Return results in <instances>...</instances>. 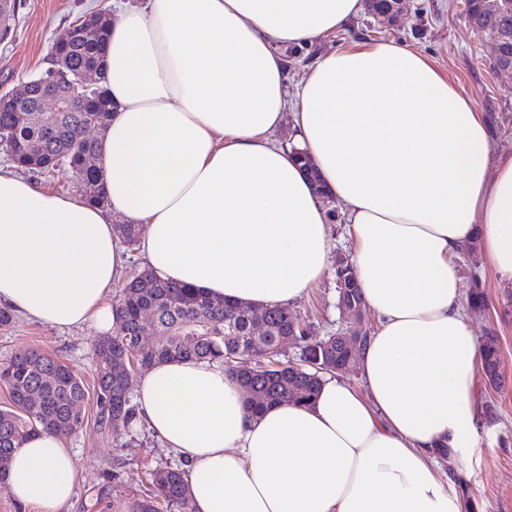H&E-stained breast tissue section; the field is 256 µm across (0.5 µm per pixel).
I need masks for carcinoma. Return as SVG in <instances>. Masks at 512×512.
<instances>
[{"label":"carcinoma","instance_id":"cac0c4a2","mask_svg":"<svg viewBox=\"0 0 512 512\" xmlns=\"http://www.w3.org/2000/svg\"><path fill=\"white\" fill-rule=\"evenodd\" d=\"M471 27L487 36L506 34L499 43L498 60L512 64V6L495 18H485L478 0H465ZM74 32L64 57L67 68L61 85L78 87V76L87 69L96 72L98 83L79 87L68 112H38L37 99L29 102L24 120L9 106L0 107V149L15 166L45 179L65 163L81 171L80 194L92 205L108 203L97 176L100 140H86L84 127L94 125L105 132L112 122V102L106 90L107 43L112 28L110 10L92 23L72 21ZM336 285L348 288L358 313L366 311L361 288L348 259L336 260ZM116 325L94 348L98 421L115 429L126 427L137 416L131 403L133 370L178 359L221 361L246 395L247 409L259 412L269 405L309 403L321 379L337 374V368L357 359L343 347L327 348L307 339L308 324L284 306L258 308L266 323V335H251V306L229 303L165 281L142 270L127 280L112 303ZM146 312L155 315L152 340L141 342L139 323ZM302 345L300 361L284 359L288 339ZM127 358L128 372L115 364ZM482 369L488 386H502V349L499 337L488 333L481 341ZM0 385L8 401L0 406V477L6 476L13 452L40 432L79 429L85 420L89 397L83 378L68 363L37 351L14 354L0 367ZM152 493L136 501L131 512H159L166 505L179 512L189 509L190 495L183 470H158L153 474Z\"/></svg>","mask_w":512,"mask_h":512}]
</instances>
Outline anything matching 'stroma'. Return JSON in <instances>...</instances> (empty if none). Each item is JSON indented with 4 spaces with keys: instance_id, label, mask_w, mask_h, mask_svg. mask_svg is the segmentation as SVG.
<instances>
[{
    "instance_id": "stroma-1",
    "label": "stroma",
    "mask_w": 512,
    "mask_h": 512,
    "mask_svg": "<svg viewBox=\"0 0 512 512\" xmlns=\"http://www.w3.org/2000/svg\"><path fill=\"white\" fill-rule=\"evenodd\" d=\"M112 2L17 0L13 30L0 42V91L18 87L44 70L52 44L64 36L74 18ZM367 20V15H360L335 36L315 42L304 50V58L357 42H404L425 54L473 98L498 149L512 152V72L495 69L493 47L470 27L464 0H407L398 26L382 32L366 31ZM460 276L462 290L485 291L486 307L470 314V324L477 335L492 332L499 337L504 384L493 392L487 390L484 378H477L478 398L488 402L493 412L479 414L473 453L450 475L462 512H512V280L494 270L479 251L465 254ZM337 301L336 278L329 269L293 304V312L309 324L311 339H323L344 327ZM98 337L90 324L60 330L19 315L12 326L0 328V364L15 353L34 349L70 363L90 384L92 349ZM64 441L76 460L77 477L75 493L62 512H129L133 503L149 494L150 471L182 465L145 427L100 426L92 401L86 406L83 426L65 433Z\"/></svg>"
}]
</instances>
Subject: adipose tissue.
I'll return each instance as SVG.
<instances>
[{"label": "adipose tissue", "mask_w": 512, "mask_h": 512, "mask_svg": "<svg viewBox=\"0 0 512 512\" xmlns=\"http://www.w3.org/2000/svg\"><path fill=\"white\" fill-rule=\"evenodd\" d=\"M362 10L136 0L107 47V207L0 169V306L61 330L112 332L127 258L118 222L144 225L141 259L164 279L290 305L329 264L325 198L341 204L378 318L359 386L329 376L311 403L255 415L219 362L157 364L137 381L140 417L186 466L193 512H460L438 468L443 448L468 459L479 414L459 262L476 237L512 278V154L475 102L400 42L319 53L289 87L286 50ZM76 474L63 438L41 433L14 453L7 486L20 504L60 512Z\"/></svg>", "instance_id": "obj_1"}]
</instances>
